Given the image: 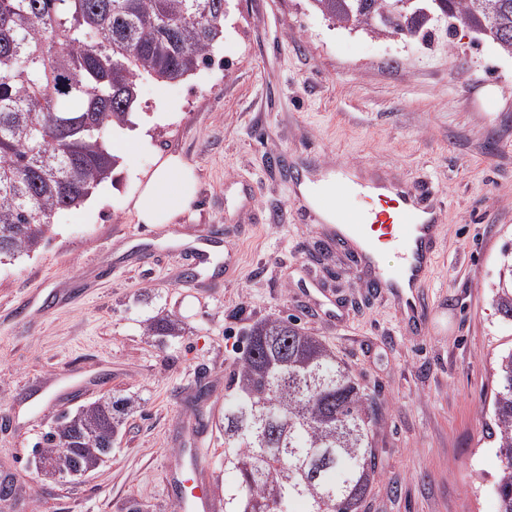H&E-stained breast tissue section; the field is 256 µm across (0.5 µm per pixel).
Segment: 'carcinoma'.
Here are the masks:
<instances>
[{
  "label": "carcinoma",
  "instance_id": "carcinoma-1",
  "mask_svg": "<svg viewBox=\"0 0 512 512\" xmlns=\"http://www.w3.org/2000/svg\"><path fill=\"white\" fill-rule=\"evenodd\" d=\"M229 0H0V259L43 246L55 215L112 175L115 126L131 125L144 74L180 81L212 63ZM333 22L401 40L456 24L512 56V0H312ZM512 323V259L492 294ZM179 320L145 321L178 336ZM224 389V512H360L378 470L374 399L332 349L294 322L245 331ZM489 403L499 459L498 512H512V348L492 362ZM131 401L101 397L62 414L36 449L67 471L112 454Z\"/></svg>",
  "mask_w": 512,
  "mask_h": 512
}]
</instances>
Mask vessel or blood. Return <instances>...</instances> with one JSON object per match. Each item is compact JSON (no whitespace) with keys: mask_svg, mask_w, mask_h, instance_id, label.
<instances>
[{"mask_svg":"<svg viewBox=\"0 0 512 512\" xmlns=\"http://www.w3.org/2000/svg\"><path fill=\"white\" fill-rule=\"evenodd\" d=\"M294 179L311 190L313 218L330 216L327 232L351 254L365 283L384 289L404 309L405 324L425 323L424 289L443 235L432 198L400 183L355 175L344 164L319 173L300 169ZM388 250L395 255L389 265L382 260ZM186 431L189 447L177 475L180 512H221L222 501L202 466L204 450L194 423H187Z\"/></svg>","mask_w":512,"mask_h":512,"instance_id":"b4317fda","label":"vessel or blood"}]
</instances>
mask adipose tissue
Here are the masks:
<instances>
[{
  "instance_id": "ef3b65f1",
  "label": "adipose tissue",
  "mask_w": 512,
  "mask_h": 512,
  "mask_svg": "<svg viewBox=\"0 0 512 512\" xmlns=\"http://www.w3.org/2000/svg\"><path fill=\"white\" fill-rule=\"evenodd\" d=\"M196 193L197 177L192 164L181 155L170 154L138 183L133 209L139 223L171 224L190 208Z\"/></svg>"
}]
</instances>
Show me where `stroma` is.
Returning <instances> with one entry per match:
<instances>
[{
	"mask_svg": "<svg viewBox=\"0 0 512 512\" xmlns=\"http://www.w3.org/2000/svg\"><path fill=\"white\" fill-rule=\"evenodd\" d=\"M137 110L163 118L96 204L56 214L38 253L0 261V476L14 481L13 512H178L165 474L185 448L181 421L267 317L329 344L375 401L379 469L361 512H498L483 406L491 359L512 348L491 305L512 252V56L465 30L405 42L333 24L311 0H230L212 65L141 79ZM169 154L194 165L197 198L167 228L138 223L130 196ZM283 156L435 192L445 233L422 335L291 200ZM225 226L237 275L188 277L178 241ZM28 293L38 302L18 314ZM160 312L184 334L145 335ZM108 394L134 402L111 458L77 480L41 475L35 450L59 415ZM224 406L207 403L205 459L222 493L234 484Z\"/></svg>",
	"mask_w": 512,
	"mask_h": 512,
	"instance_id": "obj_1",
	"label": "stroma"
}]
</instances>
